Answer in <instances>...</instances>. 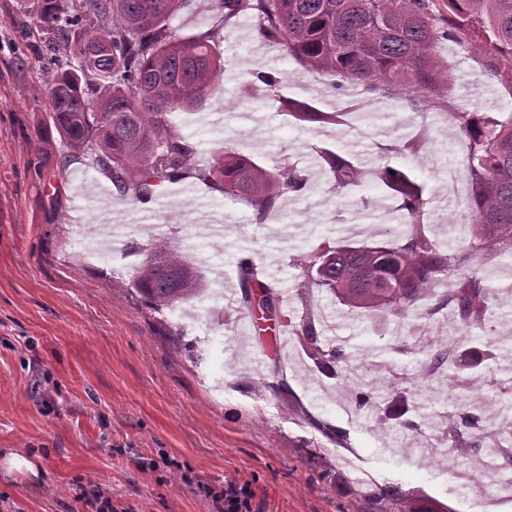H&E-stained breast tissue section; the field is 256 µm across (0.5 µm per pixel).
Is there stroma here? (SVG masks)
<instances>
[{"mask_svg": "<svg viewBox=\"0 0 512 512\" xmlns=\"http://www.w3.org/2000/svg\"><path fill=\"white\" fill-rule=\"evenodd\" d=\"M37 0H0V453L33 460L35 479L0 468V512H93L82 493L95 490L113 512H209L198 489L205 482L251 483L257 512H373L365 491L387 482L413 491L419 512H462L460 490L480 476L482 450L450 459L451 396H467L482 418L481 443L512 431V411L494 400H512V253L483 257L496 291L495 313L480 331L447 311L423 316L421 332L407 339V353L379 354L398 318L371 317L314 292L318 330L351 339L356 350L342 379L318 377L298 342L272 346L267 332H251L237 311L238 246L249 242L260 279L276 253L283 270L276 291H287L279 317L297 318L301 264L313 247L330 239L381 246L394 238L404 218L378 181L335 189L317 150L354 157L372 171L365 154L375 142L399 145L428 126L433 142L422 162L395 157L430 189L429 209L441 222L431 237L465 240L458 213L468 203L449 204L443 186L466 177L457 144L454 112L497 115L512 110V97L455 43L443 41L439 58L450 74L448 106L423 111L390 91L388 112L341 125H301L279 111L276 95L296 98L321 112L356 98L339 92L326 76L315 77L257 31L249 14L224 20L203 0H185L171 20L173 34H213L224 54L223 87L197 110H178L169 120L196 147L192 159L208 166L225 139L267 169L293 163L305 170L310 190L283 194L263 223L244 201L223 196L193 179L159 187L145 202L130 204L97 169L71 156L49 128V101L40 74L41 47L19 43L15 19ZM280 78L277 88L255 82L254 70ZM241 99L238 112L224 109L225 90ZM105 190L112 223L124 243L91 250L73 241L75 223L99 227L86 212L83 193ZM210 213L224 225L223 238L202 234L196 223ZM179 247L202 267L203 299L170 309L145 305L131 287L140 261L133 245L156 237ZM480 334L505 350L490 367L461 372L456 389L434 376L418 399L419 429H400L397 452L374 421L355 416V396L366 387L386 389L427 367L434 342L468 346ZM286 369V386L276 365ZM167 453L176 469L152 471L139 458ZM454 464L455 482L433 479Z\"/></svg>", "mask_w": 512, "mask_h": 512, "instance_id": "obj_1", "label": "stroma"}]
</instances>
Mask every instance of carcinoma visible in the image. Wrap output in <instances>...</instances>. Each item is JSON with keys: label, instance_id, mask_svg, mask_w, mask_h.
Here are the masks:
<instances>
[{"label": "carcinoma", "instance_id": "1", "mask_svg": "<svg viewBox=\"0 0 512 512\" xmlns=\"http://www.w3.org/2000/svg\"><path fill=\"white\" fill-rule=\"evenodd\" d=\"M183 0H41L37 13L16 20L26 37L60 63L46 70L50 121L70 152L102 171L130 201L150 199L164 183L198 179L225 196L249 204L259 218L274 208L285 192L309 189L303 170L294 164L269 170L235 151L233 139L224 152L198 169L194 147L166 115L203 106L224 74L220 51L210 36H174L169 20ZM224 18L258 11L260 32L303 67L331 78L333 87H386L405 97L431 102L448 93L437 45L444 38L479 53L484 72L512 94V0H208ZM279 109L309 123L335 120L329 112H309L299 102L278 97ZM460 136L468 142L462 159L470 183L471 237L453 246L432 239L425 198L426 184L389 162L373 173L398 202L406 229L388 245L332 246L323 241L302 263L304 304L292 334L314 370L339 376L341 347L321 336L311 308L310 288L337 298L365 314L391 312L402 318L432 294L441 276L456 271L455 288L437 299L433 310L458 311L467 326L482 327L491 316L490 289L477 258L512 247V112L504 118L456 112ZM336 188L357 186L361 171L345 155L321 151ZM143 256L135 267L132 288L147 305L159 310L201 298L207 291L202 269L164 241L134 246ZM396 265L395 287L383 289L370 279H357L360 268L380 255ZM239 311L273 314L279 293L257 278L249 257L238 259ZM399 324L383 351H407ZM463 353L444 345L419 379L384 391L358 394V410L366 418L394 421L415 429L407 418L416 396L432 373L448 369V378L481 365L487 354L482 337ZM479 419L461 399L448 415V435L464 455L479 446ZM378 505L375 512H415L410 494L383 485L365 492Z\"/></svg>", "mask_w": 512, "mask_h": 512}]
</instances>
